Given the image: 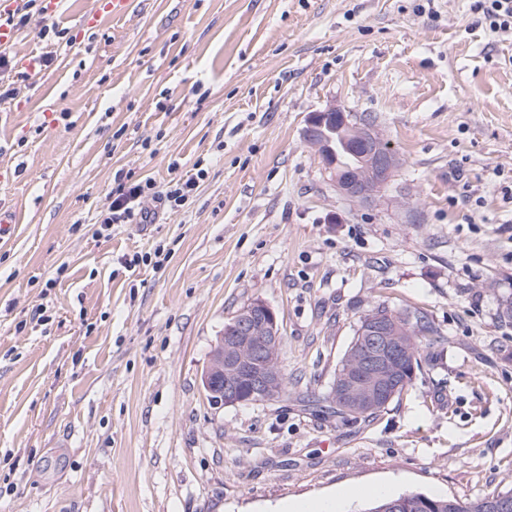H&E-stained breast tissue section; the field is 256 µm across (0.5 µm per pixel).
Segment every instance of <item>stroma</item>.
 <instances>
[{
	"label": "stroma",
	"instance_id": "1",
	"mask_svg": "<svg viewBox=\"0 0 512 512\" xmlns=\"http://www.w3.org/2000/svg\"><path fill=\"white\" fill-rule=\"evenodd\" d=\"M62 0L0 83V512H269L370 487L512 489V36L471 0ZM51 56L23 79L21 61ZM336 105L399 166L370 203L304 136ZM199 177L149 224L97 220L117 174ZM143 256L135 270L123 257ZM277 314L287 396L201 376L247 302ZM423 310L437 359L368 419L323 398L362 311Z\"/></svg>",
	"mask_w": 512,
	"mask_h": 512
}]
</instances>
